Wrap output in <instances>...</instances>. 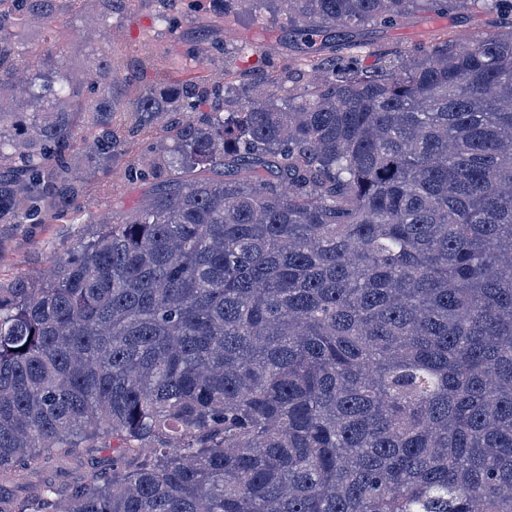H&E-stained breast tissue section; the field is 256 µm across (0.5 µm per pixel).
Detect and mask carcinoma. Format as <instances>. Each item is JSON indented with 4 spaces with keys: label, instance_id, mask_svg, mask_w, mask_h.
Returning a JSON list of instances; mask_svg holds the SVG:
<instances>
[{
    "label": "carcinoma",
    "instance_id": "carcinoma-1",
    "mask_svg": "<svg viewBox=\"0 0 512 512\" xmlns=\"http://www.w3.org/2000/svg\"><path fill=\"white\" fill-rule=\"evenodd\" d=\"M279 2L311 45L507 26L125 104L110 62L16 75L8 34L53 0H0V224L72 221L115 114L188 112L126 168L135 212L0 285V477L112 448L0 512H512V0Z\"/></svg>",
    "mask_w": 512,
    "mask_h": 512
}]
</instances>
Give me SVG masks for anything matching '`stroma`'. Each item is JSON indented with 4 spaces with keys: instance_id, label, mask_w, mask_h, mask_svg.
<instances>
[{
    "instance_id": "obj_1",
    "label": "stroma",
    "mask_w": 512,
    "mask_h": 512,
    "mask_svg": "<svg viewBox=\"0 0 512 512\" xmlns=\"http://www.w3.org/2000/svg\"><path fill=\"white\" fill-rule=\"evenodd\" d=\"M52 18L38 19L23 33L22 53L41 73L63 61L98 65L102 52L112 54L117 74L144 70L147 80L162 73L175 80L206 75L236 86L247 75L256 90L268 85L267 59L291 63L306 73L307 61L330 60L336 51H353L365 66L380 55L410 45L428 46L444 32L468 35L499 26L493 16L462 12L438 16L415 12L395 25L355 33L351 43L310 47L291 37L279 0H177L172 24L158 20L154 0H124L121 9L104 12L97 0H55ZM92 22L91 37H82L85 22ZM161 126L128 138L109 174L85 175V194L75 223L0 224V282L40 274L50 262L99 230L105 216H122L138 205L143 190L129 183L124 170L138 161L149 144L162 140ZM111 449L94 448L79 458H61L51 466L21 476L0 479V497L19 499L34 484L62 490L79 478L104 472Z\"/></svg>"
}]
</instances>
